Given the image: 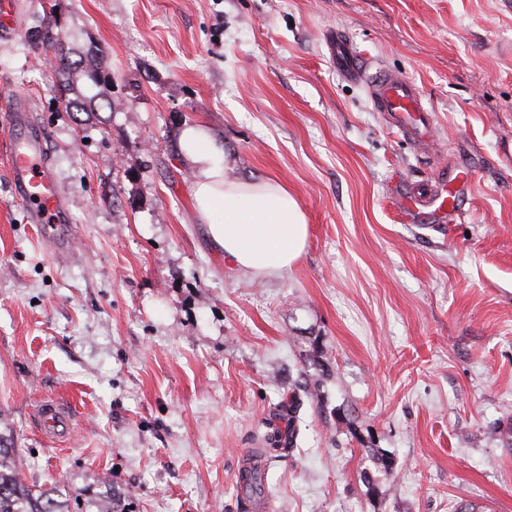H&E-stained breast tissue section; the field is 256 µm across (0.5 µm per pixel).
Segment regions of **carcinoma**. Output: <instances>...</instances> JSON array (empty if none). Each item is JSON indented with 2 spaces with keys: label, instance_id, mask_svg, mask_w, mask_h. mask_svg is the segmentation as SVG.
Returning a JSON list of instances; mask_svg holds the SVG:
<instances>
[{
  "label": "carcinoma",
  "instance_id": "carcinoma-1",
  "mask_svg": "<svg viewBox=\"0 0 512 512\" xmlns=\"http://www.w3.org/2000/svg\"><path fill=\"white\" fill-rule=\"evenodd\" d=\"M31 38L37 42L52 46L62 42L61 34H53L48 24L37 25L31 31ZM98 48L91 46L83 57L72 60L61 57L58 67L64 73L71 71L102 87L107 82L106 75L95 64ZM65 107L75 112H93L103 107L112 108V100L97 93L92 96L66 98ZM82 494L75 491L61 495L53 489H44L28 484L12 448L0 447V512H120L119 504L106 492L82 502Z\"/></svg>",
  "mask_w": 512,
  "mask_h": 512
}]
</instances>
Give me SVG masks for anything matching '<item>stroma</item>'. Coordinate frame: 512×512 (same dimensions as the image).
Returning <instances> with one entry per match:
<instances>
[{
	"mask_svg": "<svg viewBox=\"0 0 512 512\" xmlns=\"http://www.w3.org/2000/svg\"><path fill=\"white\" fill-rule=\"evenodd\" d=\"M16 2L22 32L0 45V446L28 480L133 512H512V0ZM48 18L72 54L98 44L111 110L60 104L54 51L30 38ZM337 31L416 83L430 141L336 72ZM17 98L66 198L62 251L11 190ZM187 125L234 176L295 194L309 237L287 274L212 248ZM442 168L472 175L464 215L407 223L400 192ZM50 399L77 418L67 437L39 429ZM290 428L249 498L239 471Z\"/></svg>",
	"mask_w": 512,
	"mask_h": 512,
	"instance_id": "1",
	"label": "stroma"
}]
</instances>
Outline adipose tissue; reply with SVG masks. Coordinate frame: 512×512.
I'll list each match as a JSON object with an SVG mask.
<instances>
[{
  "label": "adipose tissue",
  "instance_id": "ef3b65f1",
  "mask_svg": "<svg viewBox=\"0 0 512 512\" xmlns=\"http://www.w3.org/2000/svg\"><path fill=\"white\" fill-rule=\"evenodd\" d=\"M180 152L194 173L197 219L213 245L253 275L288 271L305 247L308 224L287 186L270 178L232 177L228 154L202 125L182 130Z\"/></svg>",
  "mask_w": 512,
  "mask_h": 512
}]
</instances>
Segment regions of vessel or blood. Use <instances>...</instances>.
Returning <instances> with one entry per match:
<instances>
[{"mask_svg": "<svg viewBox=\"0 0 512 512\" xmlns=\"http://www.w3.org/2000/svg\"><path fill=\"white\" fill-rule=\"evenodd\" d=\"M21 28L15 0H0V41L11 42ZM329 57L343 77L367 86L375 111L389 118L392 129L424 139L433 130L432 109L425 105L418 86L408 78L383 70L372 71L362 61L353 43L342 35L330 37ZM41 136H11L10 182L13 194L26 209L32 223L65 224L69 221L62 194L44 156ZM462 183L438 181L432 190V219L444 222L458 213Z\"/></svg>", "mask_w": 512, "mask_h": 512, "instance_id": "vessel-or-blood-1", "label": "vessel or blood"}]
</instances>
